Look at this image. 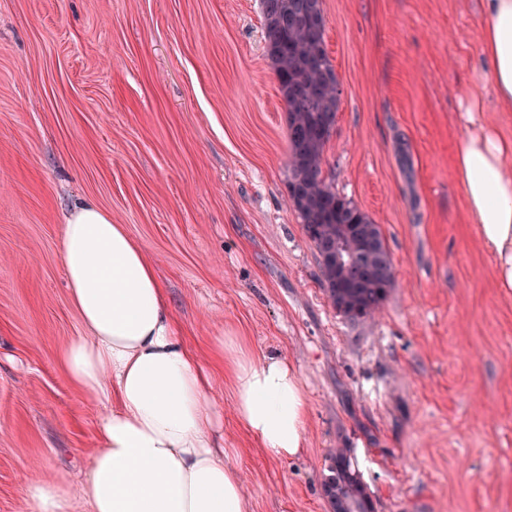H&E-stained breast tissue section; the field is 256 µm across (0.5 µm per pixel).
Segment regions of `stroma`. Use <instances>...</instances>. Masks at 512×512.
I'll return each instance as SVG.
<instances>
[{
	"instance_id": "stroma-1",
	"label": "stroma",
	"mask_w": 512,
	"mask_h": 512,
	"mask_svg": "<svg viewBox=\"0 0 512 512\" xmlns=\"http://www.w3.org/2000/svg\"><path fill=\"white\" fill-rule=\"evenodd\" d=\"M339 89L323 174L379 224L395 282L337 313L288 199V120L259 0H0V512L23 482L75 481L100 410L58 355L82 331L61 255L92 200L154 264L212 374L248 512H333L351 449L374 512H512V293L470 224L460 104L512 139L490 93L479 0H323ZM279 352L306 397L303 451L269 457L214 354Z\"/></svg>"
}]
</instances>
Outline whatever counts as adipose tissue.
<instances>
[{"label":"adipose tissue","instance_id":"adipose-tissue-1","mask_svg":"<svg viewBox=\"0 0 512 512\" xmlns=\"http://www.w3.org/2000/svg\"><path fill=\"white\" fill-rule=\"evenodd\" d=\"M481 55L497 103L512 105V0H482ZM467 136L454 158L471 223L490 252L498 287L512 289V140L462 107ZM69 301L84 332L61 354L67 378L101 407L99 449L78 484L31 477L28 512H246L240 472L224 460L211 378L184 343L144 249L111 213L76 204L62 232ZM227 364L235 410L273 458L302 450V381L277 353L253 361L233 344Z\"/></svg>","mask_w":512,"mask_h":512}]
</instances>
